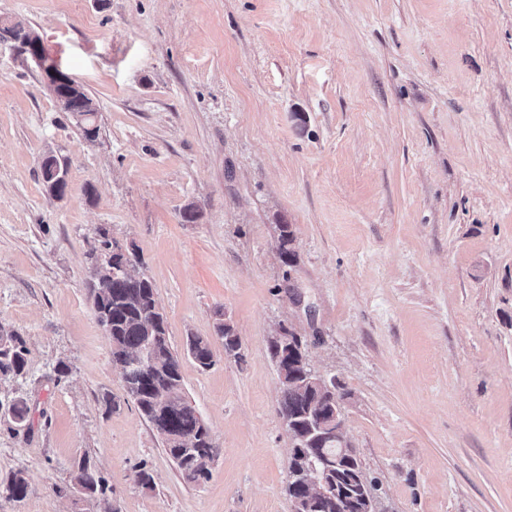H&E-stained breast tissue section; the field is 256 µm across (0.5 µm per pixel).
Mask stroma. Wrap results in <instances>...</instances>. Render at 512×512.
Segmentation results:
<instances>
[{
	"label": "stroma",
	"mask_w": 512,
	"mask_h": 512,
	"mask_svg": "<svg viewBox=\"0 0 512 512\" xmlns=\"http://www.w3.org/2000/svg\"><path fill=\"white\" fill-rule=\"evenodd\" d=\"M0 18L98 126L0 46V324L28 351L0 375V512H291L282 326L343 393L378 512H512V0H0ZM103 232L140 256L218 448L200 484L112 363L87 288ZM85 460L108 503L75 493ZM10 46L17 54L24 56L25 58H31L40 68L41 77L50 93L55 97L58 105L66 110V97L59 95L57 88L62 84H69L72 88L81 91L82 86L75 79L69 76H64L57 70V65L50 61L44 54V48L40 41L37 45V49L42 53L35 50V48L28 42L15 41L10 42ZM78 117L86 135L90 134L89 127L95 125L97 110L87 93L74 96L70 102V111ZM188 353L202 369H209L213 364V355L207 339L194 336L188 340Z\"/></svg>",
	"instance_id": "obj_1"
}]
</instances>
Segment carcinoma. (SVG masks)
I'll use <instances>...</instances> for the list:
<instances>
[{
    "label": "carcinoma",
    "mask_w": 512,
    "mask_h": 512,
    "mask_svg": "<svg viewBox=\"0 0 512 512\" xmlns=\"http://www.w3.org/2000/svg\"><path fill=\"white\" fill-rule=\"evenodd\" d=\"M70 112L78 117L85 134L95 125L97 110L86 93L74 96ZM280 251L284 259L293 262L294 254L288 248L292 242L290 225L281 224ZM99 247L90 254L91 275L88 288L98 322L112 345L113 363L122 372L127 394L134 400L141 415L148 420L162 438L165 451L177 465L182 478L188 483H200L210 476V466L215 456V446L208 427L197 409L187 400L182 384L180 362L172 352L167 321L161 312L152 282L141 272L130 269L140 263L135 250L109 239L100 232ZM216 333L224 340V349L236 352L239 337L233 328L219 321ZM154 347V366L148 373L129 370L130 359L148 344ZM272 359L284 372L288 383L280 389V411L294 420L296 431L290 434L293 454L289 468V498L305 494L304 485L298 482L302 468L315 463L327 471L330 484H348L360 467V459L339 458L340 443L336 437L315 438L308 434L307 420L315 419L326 427L336 423V403L332 401L327 382L318 381L307 374L300 365L298 352L284 348L278 341H270ZM188 353L202 369L214 364L210 343L194 336L188 340ZM27 349L20 335L0 326V375L21 376L27 366ZM75 485L87 499H106L105 480L98 476L87 462L77 467ZM24 476L15 474L6 486L10 497L17 501L27 494ZM308 499L300 501L298 512H356L361 498L347 500L331 495L314 501L306 507Z\"/></svg>",
    "instance_id": "1"
}]
</instances>
